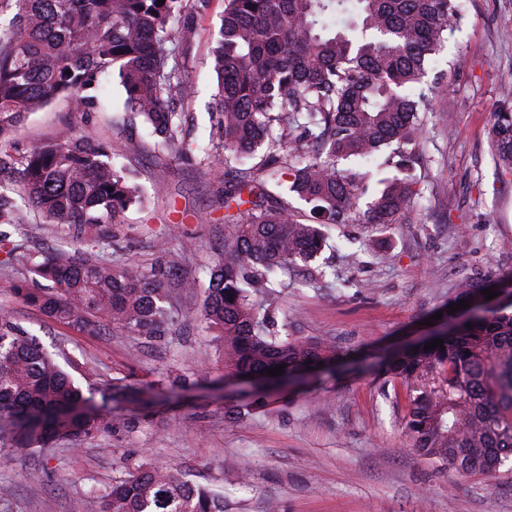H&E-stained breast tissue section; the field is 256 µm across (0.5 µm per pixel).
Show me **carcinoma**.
Returning <instances> with one entry per match:
<instances>
[{"instance_id":"carcinoma-1","label":"carcinoma","mask_w":512,"mask_h":512,"mask_svg":"<svg viewBox=\"0 0 512 512\" xmlns=\"http://www.w3.org/2000/svg\"><path fill=\"white\" fill-rule=\"evenodd\" d=\"M208 0H0V225L22 224V203L76 229L109 224L142 191L85 130L21 151L6 147L24 117L59 98L99 104L117 72L124 111L166 145L180 135L177 99L191 91L194 18ZM463 20L458 0H224L212 49L217 76L209 141L224 164L226 214L202 316L224 340V366L267 379L282 365L294 380L331 375L344 352L327 340L281 335L273 309L288 273L325 274L315 262L327 224H397L418 195L412 173L432 97L412 91ZM496 163L512 172V97L490 130ZM262 154L264 164L250 160ZM309 207L298 218L269 189ZM33 273L13 294L80 331L112 326L150 344L165 341L175 311L164 287L173 258L112 265L91 253L27 257ZM441 336L445 349H405L379 363L386 387L406 394L404 429L430 463L463 476L512 474V307ZM323 367H318V364ZM16 448L78 442L98 432L93 399L40 339L0 312V421ZM102 512H225L224 493L180 472L135 464L104 496Z\"/></svg>"}]
</instances>
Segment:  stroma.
Returning <instances> with one entry per match:
<instances>
[{"mask_svg":"<svg viewBox=\"0 0 512 512\" xmlns=\"http://www.w3.org/2000/svg\"><path fill=\"white\" fill-rule=\"evenodd\" d=\"M224 0L197 18L189 63L186 140L206 142L216 92L213 37ZM464 19L432 64L427 83L445 76L424 117L415 160L419 192L411 219L351 226L365 249L329 247L326 281L295 275L275 304L291 335L331 340L349 353L345 376L309 377L271 391L266 411L236 415L239 385L224 377L223 343L201 318L214 248L224 240V168L181 157L123 110L117 77L101 107L72 110L64 99L31 113L13 143L25 150L75 128L109 146L144 194L114 223L86 227L80 246L117 265H148L183 254L165 280L180 316L166 341L149 344L110 329L92 336L25 305L11 291L33 278L25 258L69 248L71 227L29 212L0 225V310L36 335L94 398L125 387L129 400L102 407L95 435L16 450L0 436V512H101L104 495L128 462L174 470L224 491L226 512H512V480L460 477L417 455L404 432L403 398L384 393L373 373L357 371L407 348L431 331L426 321L462 285L481 286L512 269V173L496 167L489 131L504 91H512V0H463ZM192 242L184 251V242ZM198 282L195 293L182 282Z\"/></svg>","mask_w":512,"mask_h":512,"instance_id":"obj_1","label":"stroma"}]
</instances>
